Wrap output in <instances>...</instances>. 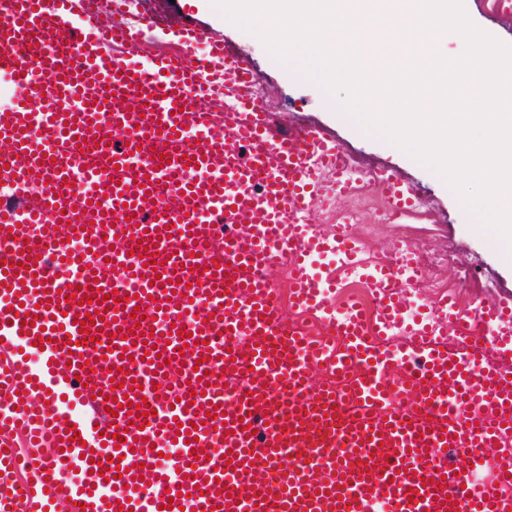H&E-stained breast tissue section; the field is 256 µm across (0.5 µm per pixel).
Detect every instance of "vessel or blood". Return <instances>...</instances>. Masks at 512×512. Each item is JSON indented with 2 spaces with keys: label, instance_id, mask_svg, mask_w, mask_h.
<instances>
[{
  "label": "vessel or blood",
  "instance_id": "b4317fda",
  "mask_svg": "<svg viewBox=\"0 0 512 512\" xmlns=\"http://www.w3.org/2000/svg\"><path fill=\"white\" fill-rule=\"evenodd\" d=\"M127 6L0 0V75L17 90L0 110V431L50 450L0 440V512L61 492L66 512H512V296L471 316L443 296L438 319L407 323L426 275L412 249L368 264L345 225L308 219L325 176L353 190L336 142L273 132L253 69L207 29L181 25L176 51L144 56L158 21ZM371 179L390 218L408 212L410 185ZM324 252L373 309L334 303L311 263ZM284 265L292 307L326 338L285 318ZM317 369L344 388L314 387ZM86 455L105 474L69 480Z\"/></svg>",
  "mask_w": 512,
  "mask_h": 512
}]
</instances>
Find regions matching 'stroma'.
I'll return each mask as SVG.
<instances>
[{
  "label": "stroma",
  "mask_w": 512,
  "mask_h": 512,
  "mask_svg": "<svg viewBox=\"0 0 512 512\" xmlns=\"http://www.w3.org/2000/svg\"><path fill=\"white\" fill-rule=\"evenodd\" d=\"M464 5L476 26L512 45V15L493 12L492 0H464ZM142 14L165 22L164 28L149 34V45L154 49L168 42V27L182 23H194L221 36L231 54L252 65L275 131L316 130L335 139L351 158L356 176L365 181L358 195L335 203L337 213L356 215L349 231L360 240L364 258L380 262L394 257L395 244L410 246L436 285L432 291L424 286L409 289L408 320L434 318L440 288L458 292L465 315L498 302L502 295H512V266L503 262L497 240L478 214L463 206L432 169L358 121H342L338 116L341 97L304 76L296 65L271 55L254 34L201 11L197 0H134L130 17ZM380 169L391 170L417 193L413 214L396 224L386 221L385 197L369 181Z\"/></svg>",
  "instance_id": "stroma-1"
}]
</instances>
